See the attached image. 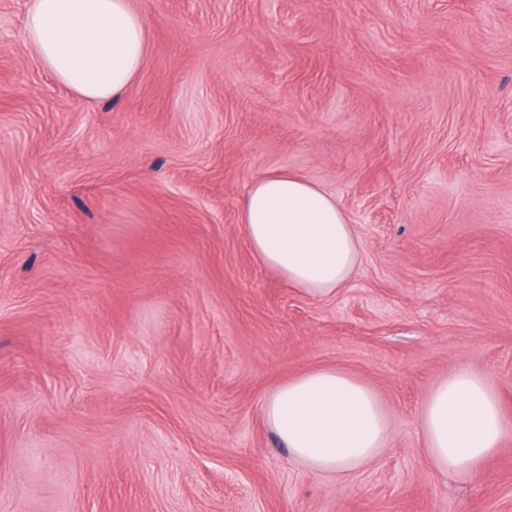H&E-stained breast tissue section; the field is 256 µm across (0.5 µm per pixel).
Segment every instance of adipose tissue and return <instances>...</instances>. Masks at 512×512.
<instances>
[{
	"instance_id": "1",
	"label": "adipose tissue",
	"mask_w": 512,
	"mask_h": 512,
	"mask_svg": "<svg viewBox=\"0 0 512 512\" xmlns=\"http://www.w3.org/2000/svg\"><path fill=\"white\" fill-rule=\"evenodd\" d=\"M26 39L60 83L85 100H104L140 73L147 26L132 0H30ZM240 220L260 263L305 297L336 295L360 260L361 240L335 198L296 175L272 172L253 181ZM263 419L295 458L338 476L373 460L388 433L370 387L336 368L278 386ZM420 429L436 467L459 476L479 471L506 435L496 389L466 368L430 392Z\"/></svg>"
}]
</instances>
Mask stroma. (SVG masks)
I'll list each match as a JSON object with an SVG mask.
<instances>
[{"mask_svg": "<svg viewBox=\"0 0 512 512\" xmlns=\"http://www.w3.org/2000/svg\"><path fill=\"white\" fill-rule=\"evenodd\" d=\"M27 2L0 0V512H512V0H132L146 59L99 102ZM276 170L362 242L336 297L246 240ZM462 366L509 431L449 478L419 417ZM317 368L390 422L339 479L263 420Z\"/></svg>", "mask_w": 512, "mask_h": 512, "instance_id": "obj_1", "label": "stroma"}]
</instances>
